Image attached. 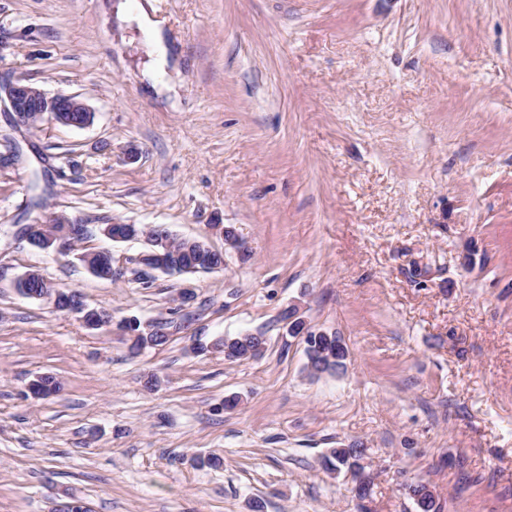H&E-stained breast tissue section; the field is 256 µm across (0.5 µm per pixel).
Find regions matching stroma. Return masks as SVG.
<instances>
[{"label":"stroma","mask_w":512,"mask_h":512,"mask_svg":"<svg viewBox=\"0 0 512 512\" xmlns=\"http://www.w3.org/2000/svg\"><path fill=\"white\" fill-rule=\"evenodd\" d=\"M118 2L0 0V84L93 113L29 130L0 106V512H417L418 482L438 512H512V0H151L162 93ZM54 213L86 225L80 246L16 237ZM105 224L164 226L224 267L141 280L146 239ZM99 249L111 278L80 259ZM32 270L111 325L22 295ZM293 304L346 343L343 375L305 371ZM130 318L173 333L132 354ZM244 333L259 358L192 350ZM41 374L62 391L32 397ZM354 442L363 499L322 466Z\"/></svg>","instance_id":"obj_1"}]
</instances>
